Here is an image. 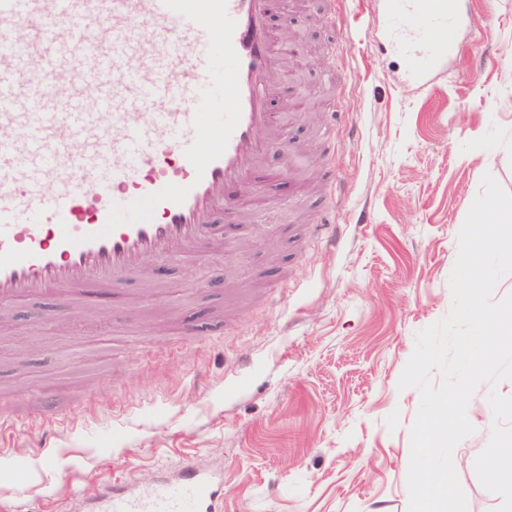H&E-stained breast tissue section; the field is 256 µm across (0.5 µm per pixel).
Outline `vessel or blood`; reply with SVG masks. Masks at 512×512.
<instances>
[{
	"label": "vessel or blood",
	"mask_w": 512,
	"mask_h": 512,
	"mask_svg": "<svg viewBox=\"0 0 512 512\" xmlns=\"http://www.w3.org/2000/svg\"><path fill=\"white\" fill-rule=\"evenodd\" d=\"M371 3L409 84L447 70L471 29L466 0ZM268 13L269 0H0L1 304L117 288L153 278L155 258L223 245L226 223L256 205L232 186L260 169L257 132L276 126ZM61 76L94 80L97 111L76 97L43 111ZM216 484L190 467L106 495L100 512H214Z\"/></svg>",
	"instance_id": "1"
}]
</instances>
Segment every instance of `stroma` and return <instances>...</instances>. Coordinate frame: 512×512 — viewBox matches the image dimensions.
I'll list each match as a JSON object with an SVG mask.
<instances>
[{
	"label": "stroma",
	"instance_id": "35a3bbf8",
	"mask_svg": "<svg viewBox=\"0 0 512 512\" xmlns=\"http://www.w3.org/2000/svg\"><path fill=\"white\" fill-rule=\"evenodd\" d=\"M316 0H274L320 46ZM475 30L430 87L403 82L380 18L347 0L349 41L285 65L274 112L293 172L247 177L264 208L205 261L162 258L148 286L10 304L0 334V512H99L189 465L221 477L216 512H408L416 335L447 315L457 236L491 174L512 194V0H467ZM296 87L306 111L284 107ZM335 113H326L328 104ZM337 243L304 239L320 216ZM221 288H212V281ZM489 385L453 460L470 512L498 494L474 464ZM25 469L26 482L16 472Z\"/></svg>",
	"mask_w": 512,
	"mask_h": 512
}]
</instances>
